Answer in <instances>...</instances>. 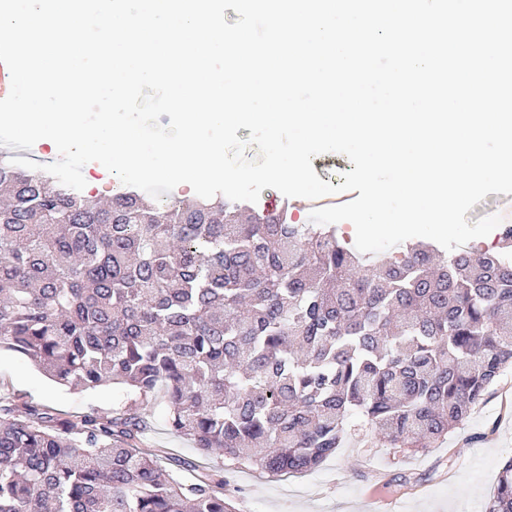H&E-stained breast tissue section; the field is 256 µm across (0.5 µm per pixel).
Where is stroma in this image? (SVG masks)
<instances>
[{"instance_id": "1", "label": "stroma", "mask_w": 512, "mask_h": 512, "mask_svg": "<svg viewBox=\"0 0 512 512\" xmlns=\"http://www.w3.org/2000/svg\"><path fill=\"white\" fill-rule=\"evenodd\" d=\"M28 403L63 416L91 410L111 414L128 406V392L109 384L90 392L58 385L26 357L0 349V404ZM143 451L160 450L162 466L185 458L222 470L225 491L237 512H370L368 494L384 502L386 512H485L505 459L512 448V370L493 386L464 424L438 447L405 456L351 418L350 432L319 468L298 477L272 476L255 469L228 468L223 455L200 456L167 423L163 399L144 414Z\"/></svg>"}]
</instances>
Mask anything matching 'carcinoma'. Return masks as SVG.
Returning a JSON list of instances; mask_svg holds the SVG:
<instances>
[{"mask_svg":"<svg viewBox=\"0 0 512 512\" xmlns=\"http://www.w3.org/2000/svg\"><path fill=\"white\" fill-rule=\"evenodd\" d=\"M0 196V349L131 398L110 417L0 407V512H236L223 474L138 450L160 390L200 454L301 475L352 416L392 448L436 447L512 368V227L494 255L418 242L369 257L286 208L101 203L8 164ZM486 512H512V457Z\"/></svg>","mask_w":512,"mask_h":512,"instance_id":"cac0c4a2","label":"carcinoma"}]
</instances>
